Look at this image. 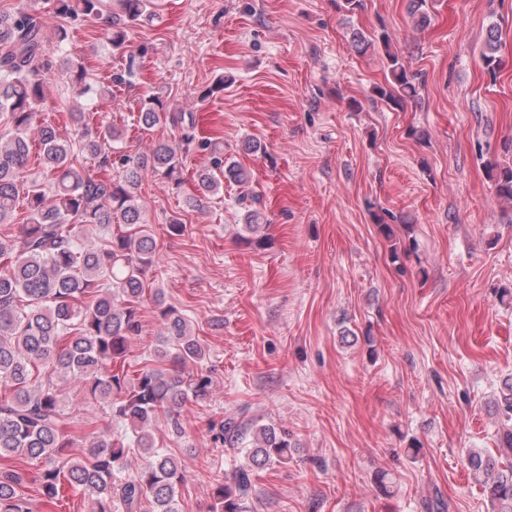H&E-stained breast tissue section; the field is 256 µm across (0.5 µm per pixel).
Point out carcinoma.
Here are the masks:
<instances>
[{
  "label": "carcinoma",
  "mask_w": 512,
  "mask_h": 512,
  "mask_svg": "<svg viewBox=\"0 0 512 512\" xmlns=\"http://www.w3.org/2000/svg\"><path fill=\"white\" fill-rule=\"evenodd\" d=\"M64 19L103 20L112 50L126 44V29L141 21L151 0H115L105 13L103 0H50ZM499 28L490 27L481 60L496 79ZM380 48L388 78L375 96L395 106L419 96L420 81L392 51L390 35L373 38L353 33L358 54ZM47 38L40 17L24 8L0 11V118L9 125L0 134V224H10L19 200L29 213L19 236H0V458L19 456L40 463L34 471L0 466V512H31L20 488L30 483L47 499L68 487L84 499L87 512H179L178 501L188 475L170 448L157 446L152 428L161 416L172 437L185 430L178 418L188 401L210 397L211 371L204 368L207 350L181 312L165 305L159 290H151L146 272L155 263L157 242L137 199L146 174L161 176L178 190L183 155L206 151L210 166L196 172L198 191L217 194L224 182L243 183L249 172L224 158V147L197 137L192 112L169 116L164 103L146 96L138 105V125L150 130L166 120L181 129L175 140H162L146 154L129 155L114 144L124 139L115 124H97L94 112H72L73 130L64 137L50 124L34 127L36 106L44 101ZM69 80L80 97L94 89L83 68L69 64ZM37 131L38 165L46 170L50 189L30 181L25 169L31 160L30 137ZM497 196L512 204V166L488 168ZM245 229L264 228L257 197L241 198ZM108 232L103 247L88 246L84 238ZM165 329L151 359L141 368H125L131 342L140 335L139 308L147 294ZM55 375L80 384L85 396L102 405L124 433L114 438L107 429L73 431L61 394L42 380ZM500 426L496 453L472 450L469 469L480 479L491 512H512V377L500 387L497 401ZM216 438L232 448L244 446L246 464L232 477L212 486L209 512H251L255 472L292 459L288 433L269 423L243 424L226 419ZM82 457H67L76 443ZM143 458L129 469V458Z\"/></svg>",
  "instance_id": "obj_1"
}]
</instances>
